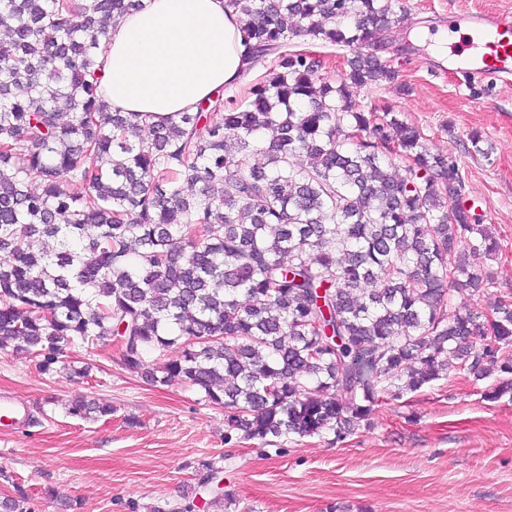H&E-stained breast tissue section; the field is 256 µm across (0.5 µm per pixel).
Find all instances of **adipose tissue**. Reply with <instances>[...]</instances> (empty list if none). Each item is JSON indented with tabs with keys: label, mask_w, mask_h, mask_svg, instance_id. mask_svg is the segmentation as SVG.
<instances>
[{
	"label": "adipose tissue",
	"mask_w": 512,
	"mask_h": 512,
	"mask_svg": "<svg viewBox=\"0 0 512 512\" xmlns=\"http://www.w3.org/2000/svg\"><path fill=\"white\" fill-rule=\"evenodd\" d=\"M242 33L225 0H142L109 28L103 100L156 123L243 79Z\"/></svg>",
	"instance_id": "ef3b65f1"
}]
</instances>
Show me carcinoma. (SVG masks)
Masks as SVG:
<instances>
[{
  "mask_svg": "<svg viewBox=\"0 0 512 512\" xmlns=\"http://www.w3.org/2000/svg\"><path fill=\"white\" fill-rule=\"evenodd\" d=\"M139 6L0 0V350L47 373L113 345L147 383L178 378L223 408L226 443L340 441L454 360L500 376L486 400L512 394V302L451 301L493 287L466 253L495 256V229L455 158L356 99L395 80L380 52L396 0H227L243 75L267 74L147 138L98 86L109 23ZM298 39L354 50L349 72L323 77ZM66 413L112 407L78 395ZM0 512H30L25 491Z\"/></svg>",
  "mask_w": 512,
  "mask_h": 512,
  "instance_id": "obj_1",
  "label": "carcinoma"
}]
</instances>
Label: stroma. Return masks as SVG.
I'll return each mask as SVG.
<instances>
[{"mask_svg": "<svg viewBox=\"0 0 512 512\" xmlns=\"http://www.w3.org/2000/svg\"><path fill=\"white\" fill-rule=\"evenodd\" d=\"M512 10V0H399L386 52L394 82L358 89L365 108L392 107L419 127L431 151L463 168L468 200L494 226L500 251L474 257L494 278L486 296L454 294L462 307L512 300V85L469 81L423 45L418 31L449 27L458 10ZM479 132L490 157L471 150ZM90 365L88 377L77 367ZM484 382L458 371L386 400L342 441L291 437L225 443L224 411L181 380L152 386L116 349L75 348L47 373L25 353L0 350V399L26 415L0 418V497L15 487L32 512H512V395L484 400ZM110 405L108 418L66 415L74 396ZM212 462L218 484L200 486ZM231 506L217 504L220 492Z\"/></svg>", "mask_w": 512, "mask_h": 512, "instance_id": "obj_1", "label": "stroma"}]
</instances>
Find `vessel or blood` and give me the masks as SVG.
Wrapping results in <instances>:
<instances>
[{"label": "vessel or blood", "instance_id": "vessel-or-blood-1", "mask_svg": "<svg viewBox=\"0 0 512 512\" xmlns=\"http://www.w3.org/2000/svg\"><path fill=\"white\" fill-rule=\"evenodd\" d=\"M459 19L471 32L460 55V70L474 78L495 75L511 81L512 12L471 11Z\"/></svg>", "mask_w": 512, "mask_h": 512}]
</instances>
